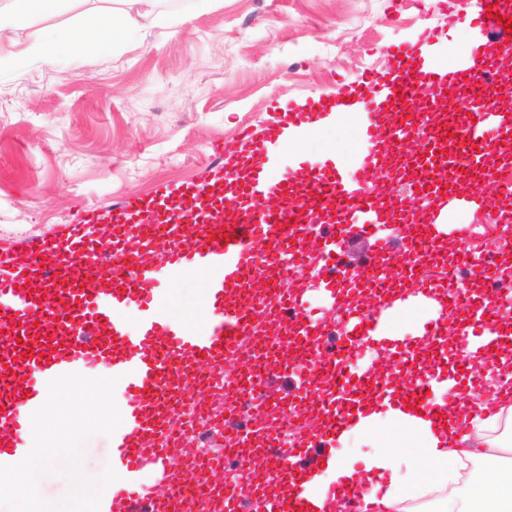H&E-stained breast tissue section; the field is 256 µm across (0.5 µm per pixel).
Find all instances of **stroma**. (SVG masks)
<instances>
[{"label":"stroma","instance_id":"35a3bbf8","mask_svg":"<svg viewBox=\"0 0 512 512\" xmlns=\"http://www.w3.org/2000/svg\"><path fill=\"white\" fill-rule=\"evenodd\" d=\"M465 0H168L179 25L133 31L107 50L81 55L58 48L63 29L111 14L110 0H66L0 44V247L60 233L79 207L102 210L130 195L151 197L193 181L215 143H231L247 126L302 106L341 81L381 76L387 47L411 42L422 25L441 40L433 53L452 62L482 33L455 24ZM52 50L39 59L27 45ZM362 140L356 116L317 127L291 149L303 160H349ZM465 225L474 250L512 243V224L486 212ZM204 279L175 281L168 314L203 321ZM61 446L68 467L32 473L29 492L68 512L74 498L97 499L110 486L108 427L80 416Z\"/></svg>","mask_w":512,"mask_h":512}]
</instances>
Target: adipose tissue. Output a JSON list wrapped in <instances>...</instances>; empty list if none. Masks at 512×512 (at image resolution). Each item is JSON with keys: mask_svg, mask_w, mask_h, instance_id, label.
Returning <instances> with one entry per match:
<instances>
[{"mask_svg": "<svg viewBox=\"0 0 512 512\" xmlns=\"http://www.w3.org/2000/svg\"><path fill=\"white\" fill-rule=\"evenodd\" d=\"M57 0H0V42L12 40L23 21L54 9ZM440 302L415 298L384 314L390 338H417L437 318ZM436 413L397 401L395 394L370 400L355 426L337 436L320 466L306 468L302 487L314 512H344L355 479L375 482L360 512H512V466L498 464L512 447V388L500 391L492 411L478 402L449 404L448 385L434 388ZM461 420L463 433L446 430L441 416Z\"/></svg>", "mask_w": 512, "mask_h": 512, "instance_id": "ef3b65f1", "label": "adipose tissue"}]
</instances>
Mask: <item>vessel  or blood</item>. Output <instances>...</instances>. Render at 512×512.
Listing matches in <instances>:
<instances>
[{
    "mask_svg": "<svg viewBox=\"0 0 512 512\" xmlns=\"http://www.w3.org/2000/svg\"><path fill=\"white\" fill-rule=\"evenodd\" d=\"M512 0H471L459 23L495 38L475 45L469 60L444 65L423 56L437 40L424 27L419 43L391 46L386 79L337 85L323 112H277L266 135L244 130L229 145L212 147L215 161L200 181L186 182L152 198L131 197L105 211H85L56 235L15 243L0 258V480L47 466L34 426L48 394H74L71 415H105L110 433L112 489L96 512H238L224 471L276 470L288 476L290 458L330 447L342 427L363 412L373 373L347 371L351 353L375 342L390 295L362 305L346 303L348 276L365 283L383 261L393 275L414 282L401 298L418 293L445 298L446 308L428 321L415 344H383L389 365L405 361L398 376L407 402L429 409L438 376L408 366L409 358L441 336L456 338L465 354L476 330L491 327L487 290L449 287L412 245L409 229L421 225L436 243L434 210L448 197L476 189L481 207L500 223H512V182H501L496 155L512 135V114L501 111L505 56L512 32ZM451 86L471 121L436 117L437 97ZM419 102V112L400 108ZM358 112L362 141L352 160L309 164L303 186L308 205L293 201L295 183L266 184L274 153L297 144L333 113ZM419 150L406 153V139ZM407 170L410 193L391 205L403 231L383 237L381 175L390 162ZM336 202L321 232L322 200ZM151 231L152 257L132 251L130 228ZM207 277L203 327L164 314L160 302L183 275ZM317 279L331 301L323 320L305 303L308 279ZM512 344L494 339L480 365L465 364L448 377L449 398L464 386L494 408L497 394L483 389L498 352ZM107 366L114 397L97 399L92 371ZM313 400L317 414L298 430L294 451L276 447V431L263 423L271 402L291 385ZM217 425L218 447L202 450L190 439ZM269 512H312L304 493L281 494Z\"/></svg>",
    "mask_w": 512,
    "mask_h": 512,
    "instance_id": "vessel-or-blood-1",
    "label": "vessel or blood"
}]
</instances>
